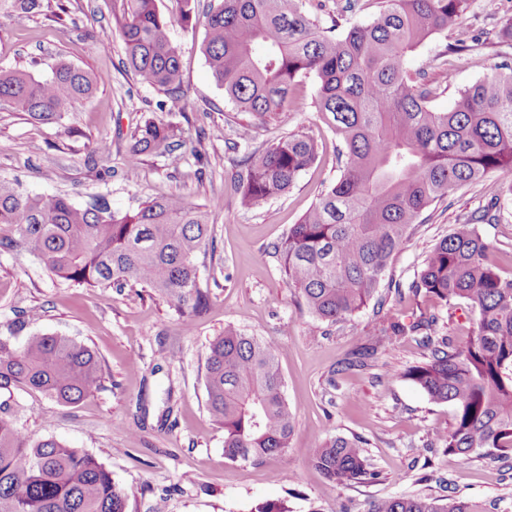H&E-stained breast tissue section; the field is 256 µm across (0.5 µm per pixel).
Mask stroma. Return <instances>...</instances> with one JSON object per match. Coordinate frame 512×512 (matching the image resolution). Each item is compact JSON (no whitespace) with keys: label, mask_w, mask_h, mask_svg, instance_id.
I'll return each mask as SVG.
<instances>
[{"label":"stroma","mask_w":512,"mask_h":512,"mask_svg":"<svg viewBox=\"0 0 512 512\" xmlns=\"http://www.w3.org/2000/svg\"><path fill=\"white\" fill-rule=\"evenodd\" d=\"M212 2L198 0L197 14L186 24L177 0H158L172 19L182 84L194 103L185 118L161 109L165 94L125 70L114 21L123 0H44L42 14L33 18L0 15V66L42 79L63 59L105 78L89 98L73 105L60 126L0 112V177L77 205L104 194L116 210L179 194L209 209L212 228V243L198 262V286L210 303L189 332L174 306L150 289L72 287L28 253L0 255V336L17 344L32 333L69 337L97 355L103 373L101 388L76 406L14 390L19 425L30 441L52 435L95 456L127 493L128 512H156L160 504L165 512H254L258 504L278 500L289 512H367L382 498L438 496L448 487L478 512H512V462L481 451L451 455L435 444L436 434L450 427L454 409L403 378V370L424 356L412 337H394L364 369L340 367L372 342L381 321L421 312L437 317L440 335L465 344L472 335L467 309L406 292L389 295L381 313L368 308L350 321L330 324L310 315L288 287L274 247L335 181L339 140L316 110L315 77L304 78L282 112L254 130L253 143L269 145L305 132L319 144L318 161L282 196L241 206L234 189L238 155L227 142L251 117L225 99L202 53ZM62 8L77 18V26L61 29L56 15ZM507 15L512 0H474L456 30L434 36L406 57L408 71L426 72L437 81L453 72V84L433 99L434 110L452 108L459 90L483 79L488 67L512 62V45L495 37ZM459 45L481 55L485 67L456 53ZM147 117L180 121L189 133H202L199 153L143 155L138 177L130 180L124 158L136 125ZM510 181L512 174L496 171L451 191L394 257L393 279L411 282L434 244L485 194ZM479 231L492 245L490 261L512 273V215L480 225ZM20 319L27 322L21 332L15 328ZM229 324L279 345L284 395L296 417L285 454L260 461L224 456V431L206 405L204 365L210 341ZM330 436L361 437L379 478L339 486L310 469L304 448L314 438Z\"/></svg>","instance_id":"obj_1"}]
</instances>
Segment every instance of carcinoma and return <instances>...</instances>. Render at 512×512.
Wrapping results in <instances>:
<instances>
[{"label":"carcinoma","instance_id":"cac0c4a2","mask_svg":"<svg viewBox=\"0 0 512 512\" xmlns=\"http://www.w3.org/2000/svg\"><path fill=\"white\" fill-rule=\"evenodd\" d=\"M472 0H378L366 24L342 28L336 13L324 27L302 0H219L211 8L203 54L224 97L263 121L278 112L299 77L319 82L317 111L339 137L341 173L325 187L275 248L288 287L307 310L342 322L375 301L380 288L401 293L388 277L393 257L425 223L424 212L456 186L489 173L512 172V66L461 90L455 107L437 112V87L414 79L407 53L433 36L455 29ZM17 19L41 11L42 0H0ZM125 65L143 84L168 96L170 112L191 102L182 89V59L170 39L169 19L157 0H125L115 18ZM104 82L64 60L50 77L37 79L0 67V104L39 123H60L78 100ZM125 161L138 177L141 156H165L186 148L200 153L174 122L151 118L138 125ZM317 141L291 134L253 148L234 189L251 207L286 193L313 167ZM512 182L498 186L489 203L434 245L409 284L475 315L470 341L457 347L436 330V317L390 319L379 343L414 336L428 358L401 376L427 396L455 409L450 429L436 442L450 454L512 453V274L487 261L490 244L478 225L499 221ZM209 212L177 195L152 199L128 211L112 209L104 196L76 205L57 195L33 194L0 178V254L22 249L55 277L75 286H142L173 302L189 330L208 296L197 286V260L210 241ZM378 346L343 361L365 365ZM101 365L88 347L66 336L32 334L23 345L0 336V390L38 391L76 405L101 387ZM204 383L207 408L224 428V456L260 460L289 448L296 420L284 396L278 345L227 326L209 344ZM310 468L340 485L371 482L372 467L359 437L317 438L307 449ZM0 512H128L127 494L91 454L49 436L32 443L16 423L10 400H0ZM369 512H477L448 492L432 497L395 495Z\"/></svg>","mask_w":512,"mask_h":512}]
</instances>
